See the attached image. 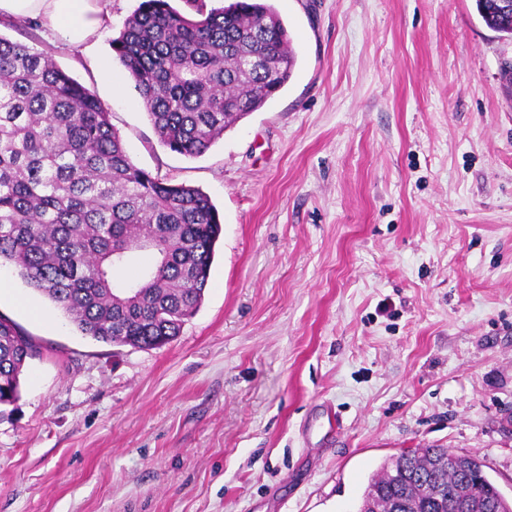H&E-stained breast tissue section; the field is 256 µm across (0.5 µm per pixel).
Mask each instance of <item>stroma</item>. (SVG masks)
I'll use <instances>...</instances> for the list:
<instances>
[{"instance_id":"35a3bbf8","label":"stroma","mask_w":512,"mask_h":512,"mask_svg":"<svg viewBox=\"0 0 512 512\" xmlns=\"http://www.w3.org/2000/svg\"><path fill=\"white\" fill-rule=\"evenodd\" d=\"M17 21L135 164L223 219L203 301L155 349L82 335L0 268L36 346L0 408V512H356L411 448L512 499V40L476 0H273L296 65L203 156L171 152L111 42Z\"/></svg>"}]
</instances>
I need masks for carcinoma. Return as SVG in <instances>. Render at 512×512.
I'll list each match as a JSON object with an SVG mask.
<instances>
[{
    "instance_id": "cac0c4a2",
    "label": "carcinoma",
    "mask_w": 512,
    "mask_h": 512,
    "mask_svg": "<svg viewBox=\"0 0 512 512\" xmlns=\"http://www.w3.org/2000/svg\"><path fill=\"white\" fill-rule=\"evenodd\" d=\"M141 0L112 48L160 142L203 155L288 83L296 64L268 0L210 7ZM512 38V11L476 0ZM220 216L202 190L138 167L94 92L47 52L0 36V264L8 263L85 336L140 349L173 342L201 303ZM153 262L114 277L138 254ZM35 346L0 315V406L13 404ZM512 512L482 462L416 448L374 474L359 512Z\"/></svg>"
}]
</instances>
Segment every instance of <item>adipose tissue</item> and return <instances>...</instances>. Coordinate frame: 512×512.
<instances>
[{
	"instance_id": "1",
	"label": "adipose tissue",
	"mask_w": 512,
	"mask_h": 512,
	"mask_svg": "<svg viewBox=\"0 0 512 512\" xmlns=\"http://www.w3.org/2000/svg\"><path fill=\"white\" fill-rule=\"evenodd\" d=\"M106 0H0V18L42 23L52 37L83 45L102 26Z\"/></svg>"
}]
</instances>
